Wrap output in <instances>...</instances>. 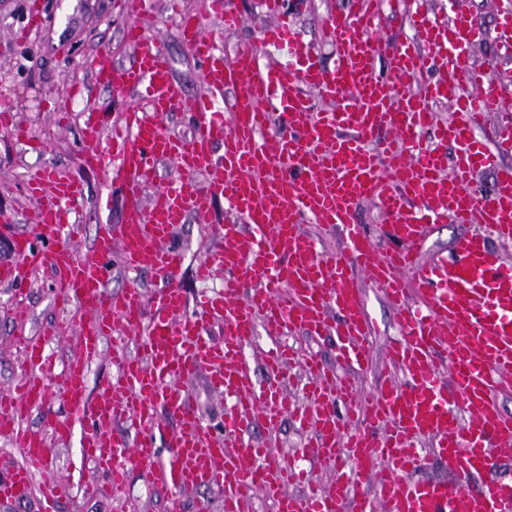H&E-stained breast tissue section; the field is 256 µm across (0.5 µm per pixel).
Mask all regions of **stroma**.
Instances as JSON below:
<instances>
[{
    "label": "stroma",
    "mask_w": 512,
    "mask_h": 512,
    "mask_svg": "<svg viewBox=\"0 0 512 512\" xmlns=\"http://www.w3.org/2000/svg\"><path fill=\"white\" fill-rule=\"evenodd\" d=\"M30 2L0 0V105L10 108L16 123L26 128L29 137L28 142L18 141L12 128L0 126V209L7 210L12 217L10 231H30L28 214L38 202L26 191L29 173L47 168L78 179L86 186V198L73 215L81 226L74 246L83 250L95 243L103 225L122 223L125 211V202L119 190L111 187L107 173L87 166L83 160L87 150V108L92 104L102 106L117 121L125 103L140 101L134 94L124 101L116 99L106 89L93 86L92 59L105 51L116 64H128L134 50L125 43L123 29L135 22L142 27L147 42L164 45L171 59L174 83L182 92H201L203 77L191 49L180 38L166 0H45V24L32 33L26 30ZM186 2L202 17L207 30L222 39L225 57H232L238 46L256 44L273 64L293 63L287 47L261 42L262 29L269 23L262 0H232L242 17L240 26L232 31L221 29L211 17V0ZM302 2L296 16L298 32L303 42L315 46L324 63H331L333 48L321 42V25L330 4L344 5L348 0ZM430 7L445 20L458 12L468 14L484 38L464 49V56L496 68L498 75L512 74L511 68L502 65L496 50L500 21L512 11V0H431ZM472 230L469 224L428 225L418 245L421 265L451 254L456 239ZM170 242L185 254L180 283L188 301H195L203 293L220 292L223 272H215L206 282L197 280L194 274L200 257L221 244L220 239L206 235L195 214H188L184 223L172 228ZM355 286L372 331L368 360L355 381L359 389L370 392L379 378L401 379V371L387 365L386 360L390 343L401 337L402 330L381 290L360 277L356 278ZM21 303L26 305L30 317L20 325L13 318V310ZM84 319L75 304L58 300L54 278L48 271L33 272L20 285L0 282V390L9 388L17 378L19 363L14 336L37 332L46 323L57 325L61 342L54 354L61 365L75 352L77 327ZM183 388L203 421L216 432H223L231 400L212 390L204 373L184 381ZM249 436L269 448L280 462L295 463L309 471L317 485H326L336 477V471L314 462L316 450L311 446L310 433L298 420H285L275 432L256 427ZM101 478L94 464L83 455L80 436H73L66 446L52 453L46 466L37 473L33 495L24 502L0 504V512H39L40 492L48 481L59 486V512H167L168 494L149 488L142 467H130L124 505L120 508L110 498L86 495V484Z\"/></svg>",
    "instance_id": "35a3bbf8"
}]
</instances>
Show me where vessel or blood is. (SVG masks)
I'll return each instance as SVG.
<instances>
[{"mask_svg":"<svg viewBox=\"0 0 512 512\" xmlns=\"http://www.w3.org/2000/svg\"><path fill=\"white\" fill-rule=\"evenodd\" d=\"M264 5L274 20L264 40L287 42L298 67L265 63L251 47L225 60L218 38L187 14L180 30L204 69V92L179 91L164 46L144 43L134 24L123 34L137 49L132 63L117 66L103 51L93 59L95 85L117 99L141 93L148 103L129 106L123 125L110 127L106 146L86 156L91 166L111 169L126 204L123 224L107 226L94 246L75 250L65 226L85 198L84 184L42 169L29 178V195L47 193L51 200L30 214L32 233L13 234L1 246L0 281L49 269L60 297L88 321L79 329V356L65 363L58 380L47 351L56 329L17 339L23 369L0 391V431L23 461L0 476V498L30 496L49 439L71 438L80 422L87 426L83 453L107 488L125 487L131 463L145 469L153 486L174 494L217 488L224 512H251L258 494L274 502L275 512H512V477L498 472L501 449L512 445V417L499 404L500 395L512 392V265L488 242L492 234L512 242V108L501 101L489 68L460 55L474 43L476 26L463 13L441 21L422 0H389L385 9L379 0H351L321 28L335 50L328 67L278 24L286 0ZM384 19L407 20L414 42L382 45L376 32ZM314 92L326 108L314 107ZM443 100L455 101L454 122L436 117L432 106ZM226 111L232 123L224 122ZM491 112L504 113L505 121L488 127ZM173 114L193 118L190 139L164 134L157 119ZM386 128L400 139L382 138ZM164 157L212 178L193 189L168 183L143 203ZM487 170L494 186L482 195L474 184ZM220 196L239 221L214 226L225 246L201 259L197 274L206 280L223 269L224 290L191 309L179 283L184 254L165 239L188 213L208 220ZM366 200L390 222L387 250L372 246L355 221L356 205ZM447 220L474 230L457 240L451 257L419 267L415 241L428 224ZM313 222L337 230L334 249L306 232ZM116 259L127 273H155L160 286L147 295L134 283L107 291ZM413 268L419 274L410 291L401 273ZM357 273L383 291L404 334L388 353L401 380L381 381L369 394L354 381L371 334L353 288ZM119 322L145 329L143 358L113 347L118 372L95 401L88 364ZM218 323L220 339L208 334ZM261 332L277 341L264 356L273 372L289 359L288 337L332 342V362L314 355L305 366L319 410L316 457L331 465L344 450L352 462L349 475L326 489L306 484L299 493L286 492L303 473L244 439L248 427L273 430L296 411L276 382L260 388L253 382L246 350ZM203 371L214 390L236 400L220 437L177 386ZM51 387L66 414L49 413L42 427L19 428ZM160 402L169 419L157 416ZM340 402L364 415L365 428L347 432V418L336 411ZM165 431L173 459L162 464L155 438ZM228 439L244 445L226 452ZM429 456L446 462L447 476L415 478ZM474 475L484 478L476 488L468 483Z\"/></svg>","mask_w":512,"mask_h":512,"instance_id":"b4317fda","label":"vessel or blood"}]
</instances>
